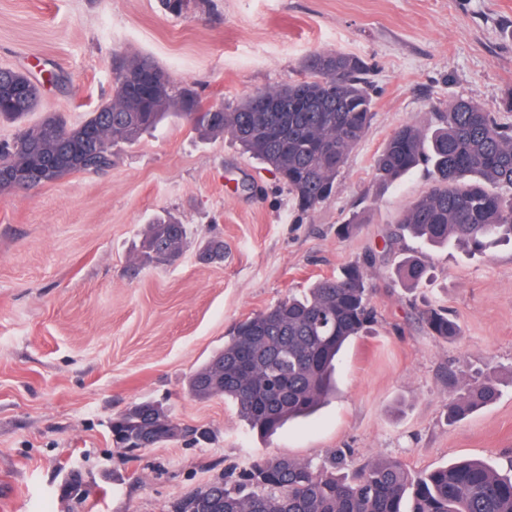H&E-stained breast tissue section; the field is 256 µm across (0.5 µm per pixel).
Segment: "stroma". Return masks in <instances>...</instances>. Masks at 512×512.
<instances>
[{"label": "stroma", "instance_id": "obj_1", "mask_svg": "<svg viewBox=\"0 0 512 512\" xmlns=\"http://www.w3.org/2000/svg\"><path fill=\"white\" fill-rule=\"evenodd\" d=\"M319 49L366 63L374 116L314 210L298 211L231 139L201 141L181 120L118 145L106 172L0 197V512H170L225 468L267 456L320 464L342 451L352 465L398 460L415 474L478 458L506 472L512 244L425 251L429 278L406 287L395 269L412 243L397 221L429 175L387 188L374 167L401 124L432 127L449 102L503 110L512 0H200L181 16L160 0H0V67L42 81L41 111L73 122L110 96L117 50L228 106L302 78ZM164 210L188 228L183 254L138 266ZM215 236L223 262L200 261ZM365 260L377 321L343 350L337 390L314 415L263 439L232 403L188 394L236 322ZM429 304L448 309L459 337L424 333ZM485 378L497 401L449 422L456 387ZM141 401L209 441L113 447V417Z\"/></svg>", "mask_w": 512, "mask_h": 512}]
</instances>
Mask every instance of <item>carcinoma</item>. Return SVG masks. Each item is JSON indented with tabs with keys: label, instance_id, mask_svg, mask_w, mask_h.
<instances>
[{
	"label": "carcinoma",
	"instance_id": "carcinoma-1",
	"mask_svg": "<svg viewBox=\"0 0 512 512\" xmlns=\"http://www.w3.org/2000/svg\"><path fill=\"white\" fill-rule=\"evenodd\" d=\"M182 15L198 0H161ZM305 76L248 96L231 107L206 105L195 89L175 82L148 56L116 52L112 95L79 123L58 112L31 120L41 85L28 73L0 68V121L16 132L0 142V195L24 186H46L76 173L112 168V149L133 143L170 119L186 121L203 140L224 136L248 156L279 170V181L301 211L328 199L349 155L374 116L366 66L335 50H316L303 65ZM279 108L252 112L254 97ZM135 114L140 127L128 132L123 118ZM429 130L406 123L387 140L376 163L377 180L395 185L425 166L432 183L399 220L401 236L420 247L460 243L483 253L512 241V122L474 101L458 99L436 113ZM330 144L336 167L315 158L313 146ZM187 242V229L171 214L156 215L144 231L136 260L141 266L172 261ZM351 263L339 277L316 280L300 296H289L239 321L224 350L189 377L198 399L231 402L250 429L262 436L287 421L313 413L333 392L341 349L374 323L368 266ZM428 266L420 255L404 258L398 276L421 282ZM421 321L427 335H460L446 310L430 306ZM500 390L485 379L449 398L448 421L457 422L494 403ZM150 431L152 444L179 438L200 441L197 430L177 431L149 420L134 404L112 421V444L122 448ZM224 503V510L216 508ZM172 512H512V477L478 460L440 466L417 475L397 460L375 459L358 466L337 453L320 465L285 456L262 457L243 469L228 468L215 480L172 506Z\"/></svg>",
	"mask_w": 512,
	"mask_h": 512
}]
</instances>
